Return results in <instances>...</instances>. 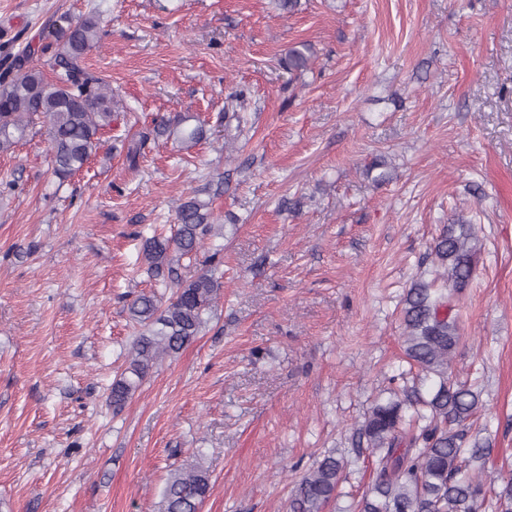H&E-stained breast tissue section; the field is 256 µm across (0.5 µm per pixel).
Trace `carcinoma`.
Segmentation results:
<instances>
[{"mask_svg": "<svg viewBox=\"0 0 512 512\" xmlns=\"http://www.w3.org/2000/svg\"><path fill=\"white\" fill-rule=\"evenodd\" d=\"M100 19L86 15L66 21L55 41L41 49L51 51L47 78L40 60L30 52L16 74L0 78V154L14 152L34 121L46 124L53 174L64 180L96 154L103 132L118 117L119 100L109 82L85 65L86 54L101 40ZM310 48L303 43L288 49L282 60L288 71L304 73L310 67ZM195 125L190 126L188 122ZM173 137L192 148L206 139L199 118L177 114L161 118L153 128L139 132ZM177 229L167 237L155 234L142 244L146 270L172 289L167 303L155 294H140L129 304L132 319L145 330L135 337L126 368L112 382L107 401L116 412L133 398L162 356H174L199 335L204 315L223 290L217 276L221 265L214 252L201 261L192 277L182 275V261L195 260L214 226L209 203L194 193L176 206ZM481 252L476 227L459 221L448 225L434 245L444 272L445 287L420 281L406 294L404 354L409 363L435 378L429 397L414 390L404 398L375 404L356 430L372 458V480L358 502L357 512H482L486 493L494 498L495 512H512V478L501 488L485 483L472 472V463L490 455L491 442H467L459 430L482 407L480 391L454 379L451 360L461 336L451 316L448 293L471 282ZM344 459L327 454L296 483L290 512H325L336 499ZM210 491L208 470L196 465L169 474L161 491V512H200Z\"/></svg>", "mask_w": 512, "mask_h": 512, "instance_id": "cac0c4a2", "label": "carcinoma"}]
</instances>
